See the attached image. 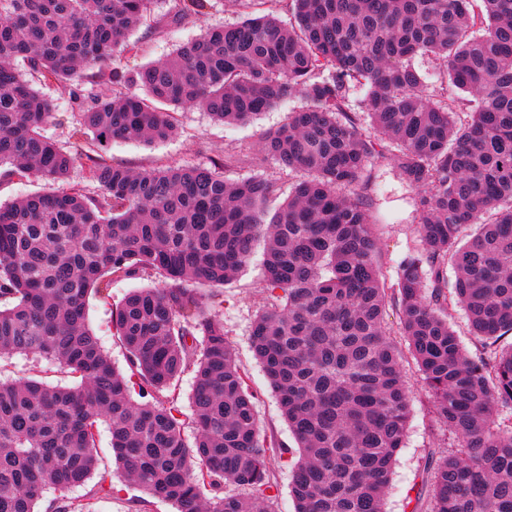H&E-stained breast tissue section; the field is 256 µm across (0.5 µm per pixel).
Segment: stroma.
I'll return each mask as SVG.
<instances>
[{
  "label": "stroma",
  "instance_id": "1",
  "mask_svg": "<svg viewBox=\"0 0 512 512\" xmlns=\"http://www.w3.org/2000/svg\"><path fill=\"white\" fill-rule=\"evenodd\" d=\"M175 10V0H155L150 17L135 29L131 40L140 50L128 57L129 67L147 65L173 54L176 48L195 40L205 27L222 26L243 20L246 8L232 5L231 0H210L203 16L177 27L165 26L164 21ZM306 101L299 94L288 93L276 106L256 120L245 124L227 125L212 118L208 112L185 108L175 114L177 132L169 140L151 144L116 140L105 152L115 165L133 170L171 164L210 165L212 161L227 158L224 177L236 181L249 176H261L276 186L275 194L266 204L267 213H274L287 198L296 179L294 172L260 152L264 134L287 122L290 112L304 107ZM371 172L380 186L371 208L375 221L381 268L386 279H394L398 265L417 247L413 216L417 195L401 183L396 170L387 161L378 159ZM159 275L146 273L140 278L113 284L108 297L90 296L87 304L88 320L99 336L104 349L118 370H126L125 350L112 330V307L136 288L162 287ZM224 333L231 343L238 364L247 375L249 388L255 397L260 421V434L274 437L288 450L287 464H274L277 490L272 504L274 512H294L290 492L289 466L299 459L297 444L288 428L266 376L250 348L249 333L258 313L266 308L267 293L263 287L259 260H252L238 276L221 290ZM411 396V413L403 448L400 449L392 479L385 496V512H411V503L422 489V476L430 453L448 448V434L436 423L433 409L412 359H405ZM98 454L102 467L113 470L111 494H96L90 498V512H137L135 502L141 492L137 486L115 471V460L110 448L107 427L98 432Z\"/></svg>",
  "mask_w": 512,
  "mask_h": 512
}]
</instances>
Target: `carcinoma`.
I'll use <instances>...</instances> for the list:
<instances>
[{
  "label": "carcinoma",
  "mask_w": 512,
  "mask_h": 512,
  "mask_svg": "<svg viewBox=\"0 0 512 512\" xmlns=\"http://www.w3.org/2000/svg\"><path fill=\"white\" fill-rule=\"evenodd\" d=\"M152 2L0 0V179L64 182L75 162L44 135L56 103L36 76L77 105L85 178L99 191L74 184L0 206V355L35 354L78 379L0 381V512H89L68 492L94 478L96 492L112 490V471L99 468L101 421L144 493L139 506L272 512L281 444L260 438L223 300H202L259 240L271 309L250 343L299 448L295 512H384L410 418L403 352L385 327L391 302L453 440L426 468L427 508L412 512H512V0H289L287 25L273 9L281 0H258L268 13L128 68L139 50L128 36ZM207 4L179 0L170 23ZM424 55L442 62L440 80L415 67ZM93 68L98 91L87 97ZM290 90L309 105L267 133L262 151L298 178L268 223L274 184L228 182L224 159L132 170L101 154L115 139L171 138V107L239 124ZM376 157L417 192L420 248L390 284L371 214ZM147 271L164 287L112 310L125 375L88 322V298ZM456 307L480 341L474 357L448 322ZM188 370L189 415L177 392Z\"/></svg>",
  "instance_id": "carcinoma-1"
}]
</instances>
